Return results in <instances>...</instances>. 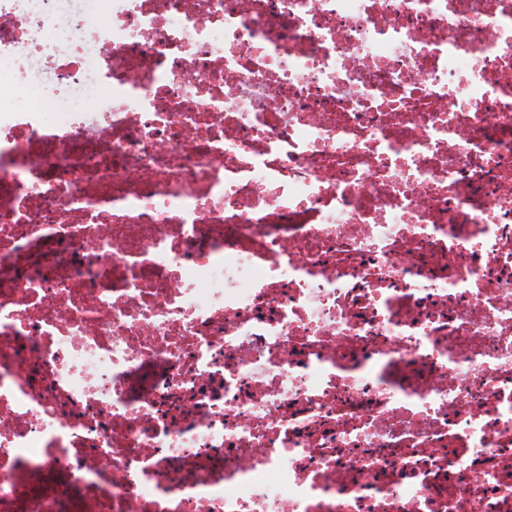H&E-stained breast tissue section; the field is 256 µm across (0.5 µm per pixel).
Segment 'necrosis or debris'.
<instances>
[{
  "label": "necrosis or debris",
  "instance_id": "obj_1",
  "mask_svg": "<svg viewBox=\"0 0 512 512\" xmlns=\"http://www.w3.org/2000/svg\"><path fill=\"white\" fill-rule=\"evenodd\" d=\"M0 512H512V0H0Z\"/></svg>",
  "mask_w": 512,
  "mask_h": 512
}]
</instances>
